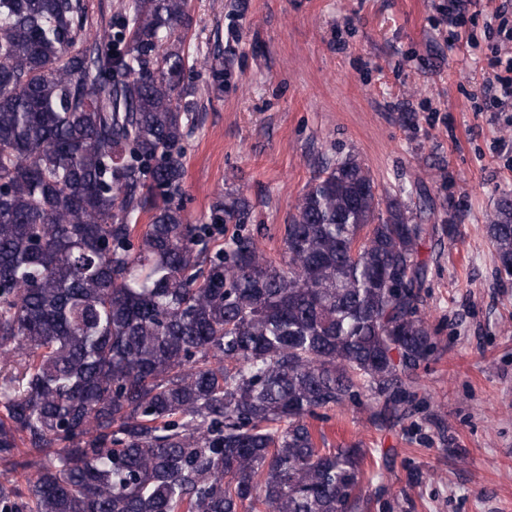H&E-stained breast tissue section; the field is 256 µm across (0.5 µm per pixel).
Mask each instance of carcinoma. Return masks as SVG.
Here are the masks:
<instances>
[{"label": "carcinoma", "mask_w": 512, "mask_h": 512, "mask_svg": "<svg viewBox=\"0 0 512 512\" xmlns=\"http://www.w3.org/2000/svg\"><path fill=\"white\" fill-rule=\"evenodd\" d=\"M189 10L128 0L90 43L83 0H0V462L31 473L0 512H364L366 449L307 418L395 425L433 354L434 228L357 159L308 184L282 264L239 196L191 222ZM488 234L512 268L511 194Z\"/></svg>", "instance_id": "1"}]
</instances>
